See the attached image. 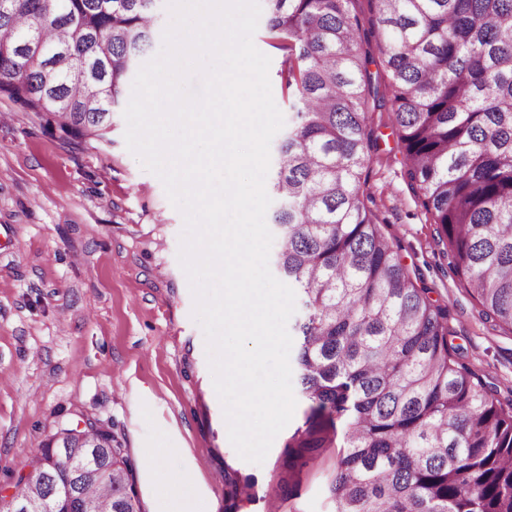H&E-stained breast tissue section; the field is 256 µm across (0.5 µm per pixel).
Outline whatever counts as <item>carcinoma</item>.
Returning a JSON list of instances; mask_svg holds the SVG:
<instances>
[{"mask_svg": "<svg viewBox=\"0 0 512 512\" xmlns=\"http://www.w3.org/2000/svg\"><path fill=\"white\" fill-rule=\"evenodd\" d=\"M156 0H11L0 10V91L68 136H101L153 44ZM288 49L295 113L272 190L280 276L305 316L296 365L310 402L288 468L341 440L332 512H512V402L453 356L448 314L414 282L383 233L363 169L379 137L369 97L382 78L409 187L437 225L453 274L485 320L512 331V0H371L378 57L353 0H265ZM40 41L46 68H23ZM377 66L376 72L369 65ZM52 94L70 112L43 110ZM63 423L17 495L75 478L62 449L97 447L102 478L59 512H142L120 437ZM56 456L54 468L40 462Z\"/></svg>", "mask_w": 512, "mask_h": 512, "instance_id": "carcinoma-1", "label": "carcinoma"}]
</instances>
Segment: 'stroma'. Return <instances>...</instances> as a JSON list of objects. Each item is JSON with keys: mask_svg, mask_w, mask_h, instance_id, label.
I'll return each mask as SVG.
<instances>
[{"mask_svg": "<svg viewBox=\"0 0 512 512\" xmlns=\"http://www.w3.org/2000/svg\"><path fill=\"white\" fill-rule=\"evenodd\" d=\"M253 42L271 59L272 96L292 120L285 52L265 26ZM382 135L367 189L387 237L414 282L448 310V342L512 399V332L491 326L469 285L453 275L435 227L417 206L394 149L391 114L370 109ZM122 113L101 138L69 139L0 92V495L14 491L20 459L35 455L61 412H85L123 440L143 512H226L225 467L253 477L237 512H329L339 447L286 471L282 452L308 410L262 464L243 461L228 439L205 338L177 253L182 215L124 138ZM294 486L281 498L283 483Z\"/></svg>", "mask_w": 512, "mask_h": 512, "instance_id": "1", "label": "stroma"}]
</instances>
